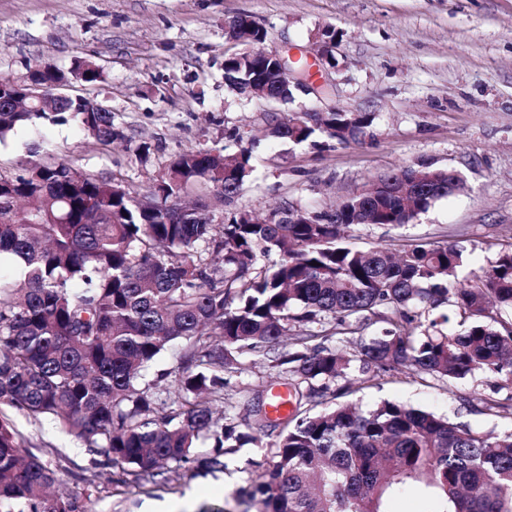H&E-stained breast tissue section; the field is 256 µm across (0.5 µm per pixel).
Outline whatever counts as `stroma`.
Returning a JSON list of instances; mask_svg holds the SVG:
<instances>
[{
    "label": "stroma",
    "instance_id": "stroma-1",
    "mask_svg": "<svg viewBox=\"0 0 512 512\" xmlns=\"http://www.w3.org/2000/svg\"><path fill=\"white\" fill-rule=\"evenodd\" d=\"M242 15L266 28L267 50L311 60L323 29L338 30L325 93L268 102L229 89L224 57L235 46L224 28ZM77 60L102 70L97 85L75 90L111 110L121 140L100 145L73 122L23 127L0 144V170L67 161L142 190L186 149L250 148L255 172L234 207L212 208L218 223L235 207L262 220L285 205L330 212L377 176L428 163L459 172L464 190L401 227L351 226L347 243L395 252L416 241L456 244L483 266L512 247V0H0V75ZM334 109L371 114L368 135L302 145L264 136L272 118ZM144 141L152 146L146 162L137 153ZM278 381L265 360L248 358L224 403L268 405ZM334 390L337 402L364 409L392 400L479 432L512 430V385L488 372L446 382L401 367L367 382L354 361ZM487 400L497 415L484 414ZM11 417L26 450L51 461L81 512H142L150 501L179 512H257L241 490L273 452L249 444L225 455L224 470L183 467L156 485L106 466L53 420Z\"/></svg>",
    "mask_w": 512,
    "mask_h": 512
}]
</instances>
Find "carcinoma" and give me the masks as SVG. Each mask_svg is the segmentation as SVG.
Instances as JSON below:
<instances>
[{
    "instance_id": "carcinoma-1",
    "label": "carcinoma",
    "mask_w": 512,
    "mask_h": 512,
    "mask_svg": "<svg viewBox=\"0 0 512 512\" xmlns=\"http://www.w3.org/2000/svg\"><path fill=\"white\" fill-rule=\"evenodd\" d=\"M266 28L240 17L232 40ZM45 83L93 86L100 68L77 61L67 72L45 65ZM262 76L282 83L269 63L229 54L228 85L242 90ZM79 122L108 146L119 132L112 113L88 101L55 112H0V142L36 123ZM369 114L306 112L275 122L274 139L303 143L319 133L340 144L365 136ZM252 172L251 152L186 150L141 193L124 182L53 161L20 174L0 171V512H77L70 497L48 490L57 472L23 452L8 410L52 418L139 480H167L195 463L224 468V455L272 434L273 459L252 482L264 512H390L406 490L420 512H512V431L479 433L434 413L384 401L362 411L327 400L351 359L327 341L348 319L385 307L381 336L361 346L364 369L404 365L414 375L463 379L490 372L512 384V248L487 267L467 269L456 244L415 242L393 255L341 243L351 224L400 226L463 180L445 169L409 165L342 199L326 219L281 208L259 221L244 212L220 226L196 204L183 219L181 199L206 189L228 206ZM448 305L459 330L444 334L420 316ZM289 336L297 349H280ZM181 376L174 390L147 371L175 343ZM261 356L294 385L295 404L272 424L253 406L217 416L239 358ZM212 441L199 456L197 442Z\"/></svg>"
}]
</instances>
